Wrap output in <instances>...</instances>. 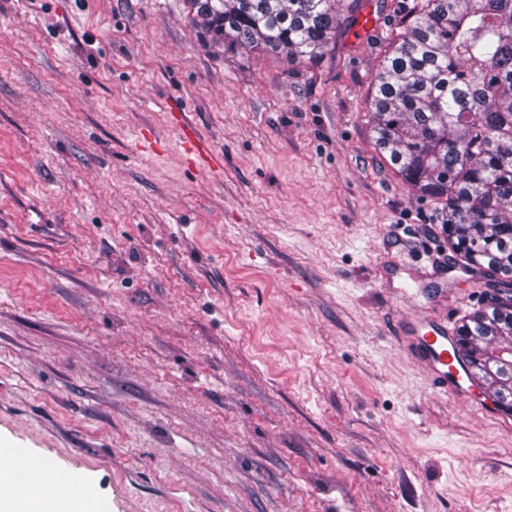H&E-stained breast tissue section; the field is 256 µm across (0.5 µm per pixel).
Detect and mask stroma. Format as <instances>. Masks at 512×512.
I'll use <instances>...</instances> for the list:
<instances>
[{
	"mask_svg": "<svg viewBox=\"0 0 512 512\" xmlns=\"http://www.w3.org/2000/svg\"><path fill=\"white\" fill-rule=\"evenodd\" d=\"M396 2L290 62L212 47L187 0H0V445L52 463L47 499L512 512V426L402 339L494 284L449 301L439 208L374 147ZM172 125L178 131L179 145L186 162L194 167L214 171L215 159L206 142L184 120V114L174 112L171 114Z\"/></svg>",
	"mask_w": 512,
	"mask_h": 512,
	"instance_id": "1",
	"label": "stroma"
}]
</instances>
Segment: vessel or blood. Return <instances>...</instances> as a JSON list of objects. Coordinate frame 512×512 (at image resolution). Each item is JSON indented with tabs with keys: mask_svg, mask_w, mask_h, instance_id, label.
I'll use <instances>...</instances> for the list:
<instances>
[{
	"mask_svg": "<svg viewBox=\"0 0 512 512\" xmlns=\"http://www.w3.org/2000/svg\"><path fill=\"white\" fill-rule=\"evenodd\" d=\"M171 122L178 132L179 145L186 162L198 168H212L215 159L206 142L189 126L183 113L171 115ZM406 349L426 371L434 385L442 392L460 398L470 397L474 387L469 368L456 353L459 338L455 328L438 318H414L405 327ZM56 471L50 463L33 469L18 466L16 480L20 486L15 507L24 512L30 494L41 493L55 484Z\"/></svg>",
	"mask_w": 512,
	"mask_h": 512,
	"instance_id": "obj_1",
	"label": "vessel or blood"
}]
</instances>
